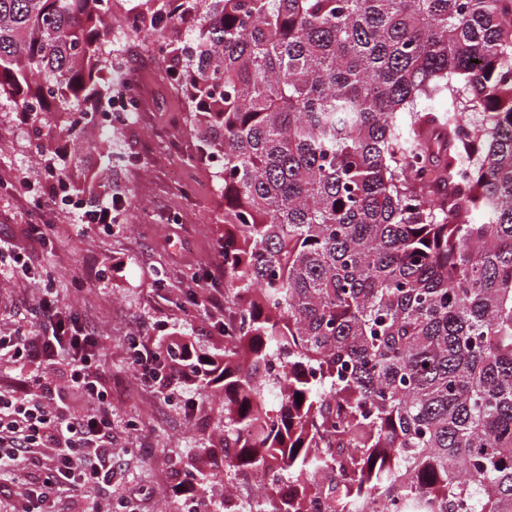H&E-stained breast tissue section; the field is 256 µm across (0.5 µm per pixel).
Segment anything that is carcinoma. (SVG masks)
<instances>
[{"label": "carcinoma", "instance_id": "carcinoma-1", "mask_svg": "<svg viewBox=\"0 0 512 512\" xmlns=\"http://www.w3.org/2000/svg\"><path fill=\"white\" fill-rule=\"evenodd\" d=\"M224 182L249 512H512V0H146ZM112 0H0V112L81 145ZM302 395L296 401V395Z\"/></svg>", "mask_w": 512, "mask_h": 512}]
</instances>
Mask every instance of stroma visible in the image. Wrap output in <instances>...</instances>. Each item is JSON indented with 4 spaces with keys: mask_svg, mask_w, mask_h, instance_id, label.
<instances>
[{
    "mask_svg": "<svg viewBox=\"0 0 512 512\" xmlns=\"http://www.w3.org/2000/svg\"><path fill=\"white\" fill-rule=\"evenodd\" d=\"M113 54L139 72L147 110L125 130L101 122L89 125L81 149L94 168L93 189L79 194L83 208L112 189L126 199L121 222L111 231H88L71 207L33 212L16 190L27 171L47 185L29 125L16 113L0 112V240L24 255L30 277L0 278V331L34 322L44 289L56 291L98 339L97 360L112 408V446L118 457L112 484L100 499L123 504V512H222L226 484L241 476L225 473L223 457L210 449L224 439V391L213 386L198 399L192 417L168 401V394L196 397L191 380H174L168 394L141 380L131 364L132 343L157 349L189 338L219 360L224 338L201 306L183 301L185 270L207 271L224 237V195L219 169L196 159L198 138L188 104L165 72L170 62L155 56L138 38L114 44ZM126 162L113 167L112 152ZM205 468L200 505L175 498L170 489L190 465Z\"/></svg>",
    "mask_w": 512,
    "mask_h": 512,
    "instance_id": "1",
    "label": "stroma"
}]
</instances>
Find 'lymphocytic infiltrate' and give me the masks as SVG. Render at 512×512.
<instances>
[{
	"mask_svg": "<svg viewBox=\"0 0 512 512\" xmlns=\"http://www.w3.org/2000/svg\"><path fill=\"white\" fill-rule=\"evenodd\" d=\"M37 311L40 321L28 331L0 335V357L63 362L90 406L80 415L66 412L59 402L63 386L54 381L23 377L0 389V477L35 464L37 450L47 448L51 464L39 484L23 488V512H46L62 485L82 493V512H111L95 494L112 483V411L100 385L96 340L54 296H42Z\"/></svg>",
	"mask_w": 512,
	"mask_h": 512,
	"instance_id": "1",
	"label": "lymphocytic infiltrate"
}]
</instances>
